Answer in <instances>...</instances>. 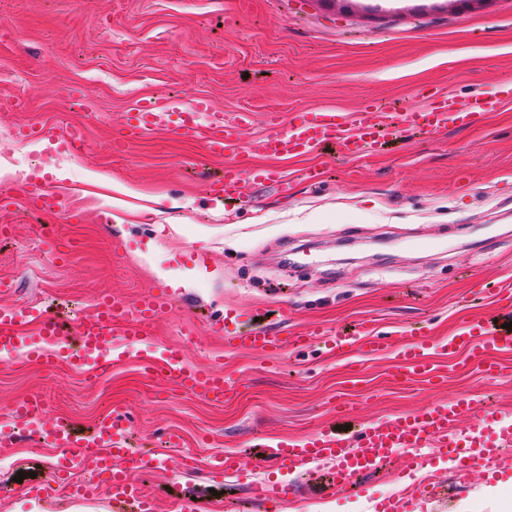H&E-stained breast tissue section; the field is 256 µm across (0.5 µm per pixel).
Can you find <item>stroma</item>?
I'll return each instance as SVG.
<instances>
[{
    "label": "stroma",
    "mask_w": 512,
    "mask_h": 512,
    "mask_svg": "<svg viewBox=\"0 0 512 512\" xmlns=\"http://www.w3.org/2000/svg\"><path fill=\"white\" fill-rule=\"evenodd\" d=\"M0 29L15 35L0 43V98L28 103L0 112V160L29 176L35 158L47 156L43 175L79 212L69 219L20 201L0 208V225L14 227L0 239V278L16 283L0 306L33 305L72 327L102 296L130 301L161 283L174 301L152 355L181 345L188 364L220 357L242 382L209 402L144 376L135 351L100 384L66 365L19 364L0 373V423L39 391L83 436L110 413L130 419L136 444L159 448L166 433L180 434L202 467L145 474L155 512H176L190 499L208 512L216 498L236 512H263L238 478L207 476L205 463L225 449L251 479L301 490L286 512H366L367 498L389 489V473L411 474L402 459L336 494L321 488L319 468L282 475L261 464L256 443L300 439L334 422L341 394L354 403L355 430L473 390L489 408L512 411V353L501 355L495 380L457 371L435 389L395 383L389 359L376 357L354 387L336 361L312 354L225 351L221 326L225 307L236 306L295 333L369 319L385 329L425 326L441 339L462 317L492 316L490 298L472 295L471 283L512 282V103L482 127L410 133L361 160L335 148L306 160L258 159L288 178L291 192L257 187L250 201L229 206L209 191L224 162L201 139L158 131L125 151L112 147L141 97L200 95L225 114L251 113L245 143L271 112H350L367 101L400 112L428 86L462 103L496 98L512 85V0H0ZM77 123L86 153L54 159L58 138ZM29 126L46 137L25 136ZM312 163L325 168L316 185L302 177ZM44 224L73 244L70 257L46 250ZM116 239L124 255L113 253ZM45 460L31 456L0 512H46L28 493L45 482ZM432 472L441 493L417 512H503L512 500V470L474 471L466 488L451 482L447 459L434 460ZM488 485L497 497L484 494Z\"/></svg>",
    "instance_id": "obj_1"
}]
</instances>
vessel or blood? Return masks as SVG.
I'll return each instance as SVG.
<instances>
[{
	"label": "vessel or blood",
	"instance_id": "b4317fda",
	"mask_svg": "<svg viewBox=\"0 0 512 512\" xmlns=\"http://www.w3.org/2000/svg\"><path fill=\"white\" fill-rule=\"evenodd\" d=\"M425 99V105L400 113L383 111L371 102L353 112L336 108L301 110L286 119L272 113L266 119L264 132L243 145L237 134L241 126L251 121L247 113L226 118L214 111L204 97L139 98L133 101L128 123L114 138L113 145L119 150L126 149L158 129L198 137L208 154L226 160L223 178L210 185L214 196L239 200L263 182L275 183L285 194L289 191L287 181L274 170L250 166L249 156L299 157L333 145L347 158L357 160L374 153L387 137L404 129L437 133L450 127L482 126L487 113L512 101V88L505 98H478L466 105L440 91L427 93ZM18 198L35 210L51 211L59 204L56 194L29 182L18 188L15 195L0 197V205H13ZM172 303V296L162 288L149 290L130 302L105 296L91 315L77 322L70 335L63 332L58 321L36 307L1 306L0 353L19 352L27 361L45 364L64 359L99 377L122 360L121 344L153 339L160 317ZM246 317V311L237 307L225 309L226 350L270 355L287 347L303 349L318 344L325 356L342 361L352 380L358 379L362 372L361 358L378 356L391 360L392 377L400 383L423 379L434 387L442 385L447 374L435 363L439 357L466 359L478 365L486 379L493 380L500 372L496 355L512 351V336L492 335L478 317L461 320L443 340L434 339L426 332L383 334L369 320L361 322L350 335L328 336L317 327L297 335L258 328L244 332L239 324ZM148 370L172 382L180 391L205 401L223 400L234 388L223 371L187 364L180 346L167 348L162 358L149 364ZM467 416L476 417V424L460 429L461 420ZM14 422L19 430L39 424L45 446L65 449V456L54 467L53 484H66L72 495H91L96 489H103L115 512H153L141 476L158 468L159 460L125 447L130 426L124 415L107 417L93 437L79 439L66 418L47 419L45 400L41 393L35 392L18 403ZM511 446L512 421L484 410L479 395L471 393L456 400L433 402L418 412L364 425L351 434L320 428L300 439H276L264 445L262 454L271 467L289 474L314 463L329 462L331 489L344 491L356 487L359 477L399 457L418 468H427L430 458L425 451L429 448L437 449L440 456L458 459L456 474L465 482L474 469L499 470L504 461L501 450ZM74 460L90 462L102 479L101 486L70 483V463ZM248 488L251 496L263 504L265 512H283L288 495L286 487L252 482ZM438 493L435 484L425 483L375 504L373 512H416L420 500L436 497Z\"/></svg>",
	"mask_w": 512,
	"mask_h": 512
}]
</instances>
